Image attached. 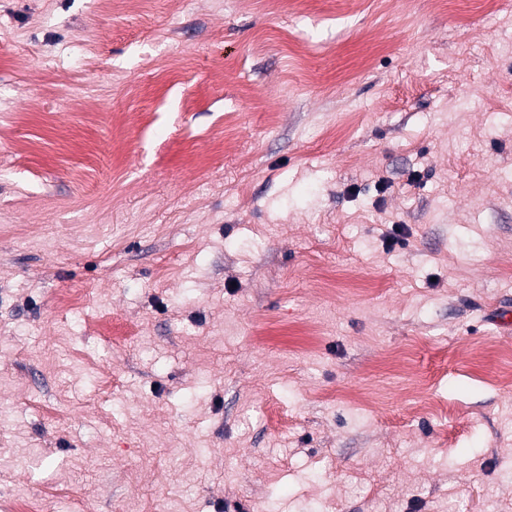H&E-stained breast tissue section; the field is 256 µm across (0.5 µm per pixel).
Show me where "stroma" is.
I'll return each mask as SVG.
<instances>
[{
  "label": "stroma",
  "instance_id": "stroma-1",
  "mask_svg": "<svg viewBox=\"0 0 512 512\" xmlns=\"http://www.w3.org/2000/svg\"><path fill=\"white\" fill-rule=\"evenodd\" d=\"M505 310L512 0H0V512H512Z\"/></svg>",
  "mask_w": 512,
  "mask_h": 512
}]
</instances>
